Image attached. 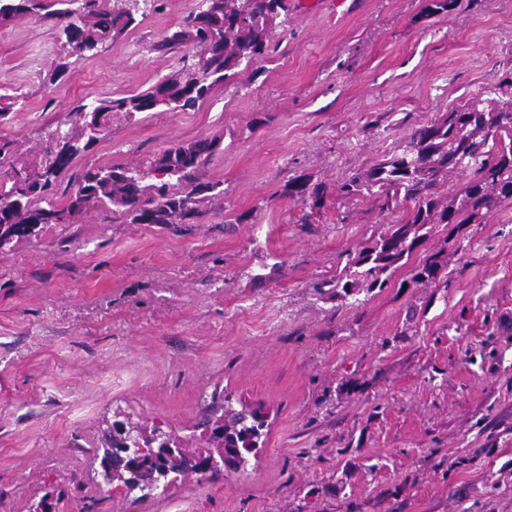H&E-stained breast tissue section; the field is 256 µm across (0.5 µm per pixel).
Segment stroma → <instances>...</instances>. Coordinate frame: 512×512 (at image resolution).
Segmentation results:
<instances>
[{
    "label": "stroma",
    "instance_id": "stroma-1",
    "mask_svg": "<svg viewBox=\"0 0 512 512\" xmlns=\"http://www.w3.org/2000/svg\"><path fill=\"white\" fill-rule=\"evenodd\" d=\"M288 0L265 58L195 108L113 114L58 178L140 165L215 139V183L182 224L92 206L0 251V512H512V200L436 228L387 287L344 295L350 254L402 210L336 186L415 130L512 78V0ZM196 0H154L95 54L55 15L0 26V89L23 97L0 138L31 159L80 105L144 92L195 60L154 46ZM68 70L51 74L60 62ZM308 179L323 202L289 198ZM447 262L422 284L413 269ZM269 434L245 473L192 474L147 499L104 483L115 423L205 447L214 396Z\"/></svg>",
    "mask_w": 512,
    "mask_h": 512
}]
</instances>
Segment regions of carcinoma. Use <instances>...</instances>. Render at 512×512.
<instances>
[{
  "label": "carcinoma",
  "mask_w": 512,
  "mask_h": 512,
  "mask_svg": "<svg viewBox=\"0 0 512 512\" xmlns=\"http://www.w3.org/2000/svg\"><path fill=\"white\" fill-rule=\"evenodd\" d=\"M76 10H64L63 28L72 52L92 53L105 42L123 35L145 15L152 0H81ZM46 5L42 0H0V26L27 16ZM288 12L285 0H198V7L160 42L154 50L175 47L197 49L196 61L164 79L151 89L129 96L100 99L80 106L82 133L71 136L56 129L48 135L44 157L33 162L8 160L0 168V245L27 236L41 224H60L95 205L123 208L131 224H180L194 215L199 196L216 185L202 183L197 172L219 148L216 140H197L166 149L154 162V172L176 180L171 184L146 182V173L132 166L88 169L65 205L37 207L64 169L79 154L94 145L114 112L132 117L160 108L187 110L202 100L211 84L237 74L245 59L261 58L271 51L275 20ZM459 169L473 170V177L459 194L448 199L439 194L448 175ZM344 197L368 193L383 199V206L402 200L412 207L396 224L371 245L348 257L335 287L350 295L364 286L369 290L387 285L384 275L400 267L428 233L439 224H480L502 200H512V98L502 100L491 90L442 113L417 129L400 152L382 156L371 168L354 173L337 187ZM285 194L294 199L311 198L321 204L319 189L310 188L304 178L288 181ZM444 264L429 257L415 268L412 281L424 283L438 278ZM222 434H212L206 443L218 440V447L235 456L234 470L248 464L251 449L258 448L264 421L252 412L227 408ZM137 439L148 453L140 461L123 451L130 439ZM165 434L157 428L147 435L137 426L126 429L122 439H108L101 463L108 464L111 478L127 492H140L168 480L171 475L199 472L197 460L206 452L174 447L161 455Z\"/></svg>",
  "instance_id": "obj_1"
}]
</instances>
